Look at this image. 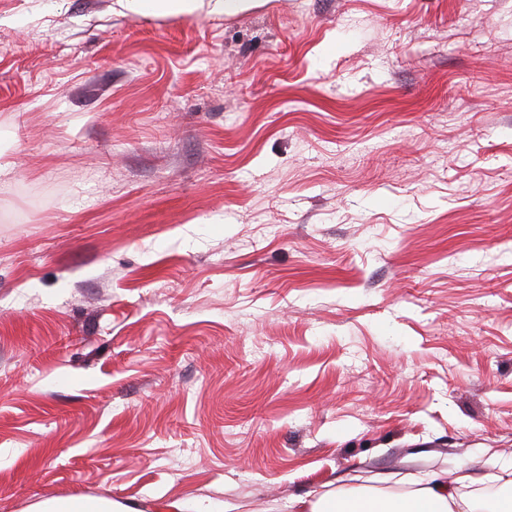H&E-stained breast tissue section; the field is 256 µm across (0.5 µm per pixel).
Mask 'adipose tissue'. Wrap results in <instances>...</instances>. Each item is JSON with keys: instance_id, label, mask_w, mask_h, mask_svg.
Listing matches in <instances>:
<instances>
[{"instance_id": "obj_1", "label": "adipose tissue", "mask_w": 512, "mask_h": 512, "mask_svg": "<svg viewBox=\"0 0 512 512\" xmlns=\"http://www.w3.org/2000/svg\"><path fill=\"white\" fill-rule=\"evenodd\" d=\"M122 9L143 15H191L199 11L234 16L258 6L259 0H116ZM310 512H512V496L490 507L457 494L455 487L439 476L409 495L384 502L363 492H327L312 504Z\"/></svg>"}]
</instances>
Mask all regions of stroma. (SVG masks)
<instances>
[{
    "mask_svg": "<svg viewBox=\"0 0 512 512\" xmlns=\"http://www.w3.org/2000/svg\"><path fill=\"white\" fill-rule=\"evenodd\" d=\"M0 153V512L512 463V0H0ZM118 6L142 16L208 14L234 16L259 5V0H116Z\"/></svg>",
    "mask_w": 512,
    "mask_h": 512,
    "instance_id": "obj_1",
    "label": "stroma"
}]
</instances>
